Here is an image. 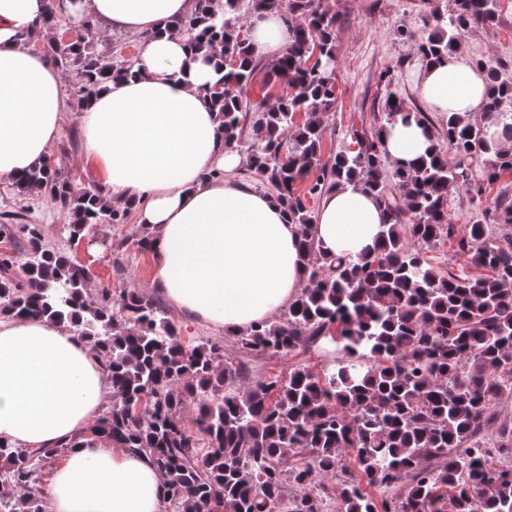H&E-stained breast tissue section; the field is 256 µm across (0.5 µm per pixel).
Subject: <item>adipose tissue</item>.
I'll use <instances>...</instances> for the list:
<instances>
[{
    "instance_id": "adipose-tissue-1",
    "label": "adipose tissue",
    "mask_w": 512,
    "mask_h": 512,
    "mask_svg": "<svg viewBox=\"0 0 512 512\" xmlns=\"http://www.w3.org/2000/svg\"><path fill=\"white\" fill-rule=\"evenodd\" d=\"M193 0H71L74 16L137 36L134 76L112 79L80 116L83 157L114 204L136 209L157 236L151 283L180 312L235 331L270 319L304 288L300 231L275 198L241 181L244 158L224 149L205 87L215 64L167 27ZM46 0H0V178L45 162L65 94L45 53L22 45L41 30ZM256 56L278 58L292 40L280 14L251 22ZM419 95L430 111L480 112L482 74L451 57L426 67ZM390 161L423 154L416 123L382 134ZM220 178H211V171ZM386 214L373 196L347 187L325 193L314 234L329 255L372 248ZM112 388L99 361L47 320H0V438L46 448L85 431L109 406ZM165 479L149 455L94 442L73 449L48 481L47 512H163Z\"/></svg>"
}]
</instances>
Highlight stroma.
<instances>
[{
    "label": "stroma",
    "mask_w": 512,
    "mask_h": 512,
    "mask_svg": "<svg viewBox=\"0 0 512 512\" xmlns=\"http://www.w3.org/2000/svg\"><path fill=\"white\" fill-rule=\"evenodd\" d=\"M438 0H334L336 26V100L329 115L323 140L324 156L335 155L349 144L353 131L371 132L381 122L383 103L395 96L413 111H425L417 81L424 63L414 43L398 38L404 28L424 34L423 20ZM466 57H478L497 67L504 79L512 81V0H501L499 17L493 25L479 28L466 38ZM390 71L391 81L381 80ZM66 108L57 139L50 148L51 163L79 187L99 184L95 169L82 157V111L72 89V79L61 76ZM512 196V175L507 174L487 186L482 200H471L462 192H451L448 218L458 229L484 220V208L500 195ZM22 213L27 223L43 227L45 240L55 249L89 271L91 290L107 288L113 294L125 290L151 289L153 255L138 250L131 234L136 220L127 216L121 224L98 225L94 237L70 240L66 211L47 195L19 192L12 181L0 179V213ZM173 323L183 336H203L223 340L231 360L247 359L253 374L266 379L287 378L298 363L314 371L331 367L336 354L333 346L313 347L290 355L273 354L245 358L236 338L223 330L201 323L189 315L171 312Z\"/></svg>",
    "instance_id": "stroma-1"
}]
</instances>
